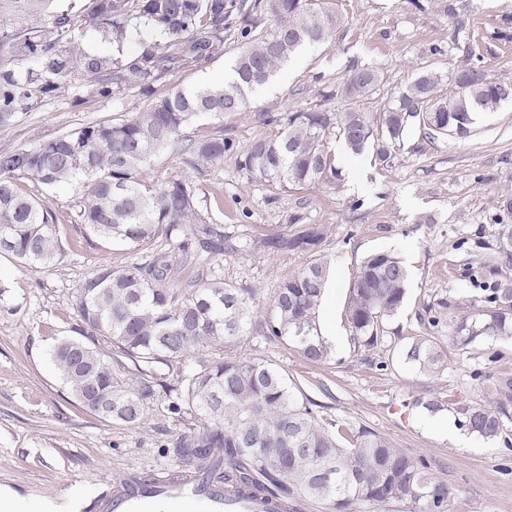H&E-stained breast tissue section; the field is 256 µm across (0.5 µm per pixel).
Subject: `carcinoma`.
Listing matches in <instances>:
<instances>
[{"label":"carcinoma","instance_id":"obj_1","mask_svg":"<svg viewBox=\"0 0 512 512\" xmlns=\"http://www.w3.org/2000/svg\"><path fill=\"white\" fill-rule=\"evenodd\" d=\"M59 0H0V48L28 56L24 71L0 55V126L10 125L18 107L56 89L73 72L64 45L75 40L74 18L55 10ZM26 15L32 24L8 25ZM274 21L270 27L261 18ZM86 31L112 38L117 52L139 39L140 53L125 63L97 55L83 57L84 74L102 98L125 90H153V83L185 65L198 67L237 42L232 77L222 86L177 88L145 110L119 121H102L43 140L29 149L0 150V253L23 263L55 265L61 255L54 213L26 194L20 184L77 185V221L95 235L145 258L123 266H100L76 289L73 310L78 336L55 345L51 360L80 406L96 417L140 424L160 395L174 415L200 425L173 442L178 482L194 477L199 493L225 498L275 499L299 512L316 502L331 512H352L359 501L398 502L407 512H448L453 490L430 476L428 464L387 437L367 428L318 419L288 374L236 348L255 316L258 292L210 278L196 254L200 248L224 253V233L199 214L195 186L187 178L142 183L143 167L160 152L176 149L202 175L239 157L250 178L272 189L337 191L342 175L331 143L353 155L372 154L385 163L414 129L429 141L474 132L478 115L512 100V82L489 75L480 56L467 48V64L445 91L441 75L421 72L381 111L365 108L385 82L376 67L351 63L325 95L343 107L263 112L260 123L276 128L245 145L219 133L189 136L202 116L222 117L247 106L282 64L300 50L326 42L339 26V13L324 0H88L78 15ZM164 239L167 247L155 246ZM317 225L256 240L240 239L234 251L262 244L314 254L324 242ZM479 268L493 272L483 304L460 317L452 340L464 348L481 338H512V224H497L495 245ZM328 263L314 259L284 278L274 297V316L259 323L263 335L288 345L305 361L320 365L331 356L318 333ZM409 272L391 252L366 256L359 264L345 306L353 338L374 346L382 321L396 314L408 288ZM110 343L103 352L99 342ZM403 359L419 371L445 368L443 346L433 336L412 337ZM177 363L174 384L158 366ZM483 402L457 408L459 425L492 443L512 424V370L485 376Z\"/></svg>","mask_w":512,"mask_h":512}]
</instances>
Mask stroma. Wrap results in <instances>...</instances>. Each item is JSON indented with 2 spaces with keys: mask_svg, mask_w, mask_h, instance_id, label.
<instances>
[{
  "mask_svg": "<svg viewBox=\"0 0 512 512\" xmlns=\"http://www.w3.org/2000/svg\"><path fill=\"white\" fill-rule=\"evenodd\" d=\"M460 5L471 28L470 48L491 76L512 81V40L499 37L512 32V0H461ZM328 6L344 19L333 38L294 57L240 112L203 118L198 133L221 130L240 144L274 135V128L260 123V112L322 103L323 92L352 61L384 73L387 82L373 101L379 109L421 71L449 76L465 56L464 49L450 46L455 19L439 13L430 0H328ZM435 44L449 46V54L430 55ZM236 52L235 42H226L223 55L209 64L169 74L154 88L162 94L177 86L221 83ZM150 101L137 89L114 99L97 97L77 69L58 90L31 100L12 125L0 128V150L31 148L87 124L124 119ZM340 167L342 187L330 195L270 190L232 158L196 177L173 151L152 158L143 178H193L200 214L234 240L290 233L306 224L323 228L321 254L335 286L324 298L319 325L335 326L338 333L329 364L305 362L254 326L238 356L281 366L316 402L320 418L371 428L424 459L453 489L448 512H512V447L480 441L461 427L448 435L430 432L423 426L428 411L412 403L416 397L437 398L442 416L454 420L459 405L482 398L480 373L512 370V339L489 338L463 349L450 339L455 321L469 311L489 277L477 263L494 243L497 199L512 192V101L480 115L468 139L431 144L414 134L384 164L367 154L344 153ZM26 190L55 212L62 253L49 268L0 256V284L6 287L0 295V490L33 503L58 504L59 512H100V502L111 497L119 478L162 480L172 474L178 467L172 443L194 421L171 414L163 397L134 427L96 419L76 403L50 352L74 334L75 288L98 266L123 265L131 254L73 222L74 187L52 190L30 183ZM377 251L400 256L410 281L401 309L383 322L380 342L364 347L354 341L344 308L358 265ZM308 260L305 254L259 246L225 252L210 264L225 284L257 289L259 313L269 316L280 281ZM424 333L435 336L447 354L445 369L433 375L401 356L411 338Z\"/></svg>",
  "mask_w": 512,
  "mask_h": 512,
  "instance_id": "obj_1",
  "label": "stroma"
}]
</instances>
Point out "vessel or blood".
Listing matches in <instances>:
<instances>
[{"label": "vessel or blood", "mask_w": 512, "mask_h": 512, "mask_svg": "<svg viewBox=\"0 0 512 512\" xmlns=\"http://www.w3.org/2000/svg\"><path fill=\"white\" fill-rule=\"evenodd\" d=\"M204 504L207 512H269L264 504L241 506L213 496L199 498L194 485L172 488L164 483L144 490L131 484H123L112 497V512H182L183 508Z\"/></svg>", "instance_id": "obj_1"}]
</instances>
